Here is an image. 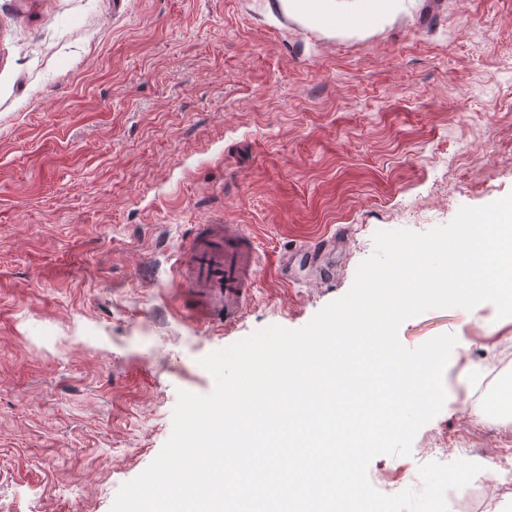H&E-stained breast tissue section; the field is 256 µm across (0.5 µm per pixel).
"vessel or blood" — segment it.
<instances>
[{
	"mask_svg": "<svg viewBox=\"0 0 512 512\" xmlns=\"http://www.w3.org/2000/svg\"><path fill=\"white\" fill-rule=\"evenodd\" d=\"M184 279L202 297L194 315L203 322L236 321L252 292L255 251L234 224H213L183 251Z\"/></svg>",
	"mask_w": 512,
	"mask_h": 512,
	"instance_id": "vessel-or-blood-1",
	"label": "vessel or blood"
}]
</instances>
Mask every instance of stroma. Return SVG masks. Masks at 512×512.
<instances>
[{"label":"stroma","mask_w":512,"mask_h":512,"mask_svg":"<svg viewBox=\"0 0 512 512\" xmlns=\"http://www.w3.org/2000/svg\"><path fill=\"white\" fill-rule=\"evenodd\" d=\"M0 0V512H111L160 453L200 361L305 326L351 288L380 230L424 232L512 193V0ZM208 224L255 241L229 327L191 318L182 247ZM339 233L333 276L299 247ZM457 338L440 413L380 492L421 491L440 439L512 426L464 409L512 319L493 304L404 321ZM449 512H512L476 485Z\"/></svg>","instance_id":"35a3bbf8"}]
</instances>
